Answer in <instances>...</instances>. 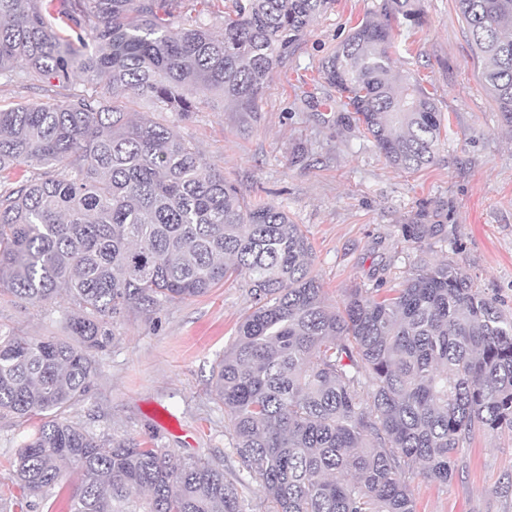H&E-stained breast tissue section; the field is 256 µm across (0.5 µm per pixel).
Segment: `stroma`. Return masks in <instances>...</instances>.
Here are the masks:
<instances>
[{"mask_svg": "<svg viewBox=\"0 0 512 512\" xmlns=\"http://www.w3.org/2000/svg\"><path fill=\"white\" fill-rule=\"evenodd\" d=\"M381 0H335L270 74L253 112L213 95L190 118L156 112L144 97L130 111L157 115L224 172L248 204L270 203L306 230L313 270L328 304L349 288L400 287L419 260L455 261L512 314V127L479 80L482 61L456 0H419L423 22L397 30L395 74L418 78L442 114L445 134L431 165L391 167L356 126L341 117V95L316 82L317 69L349 29L377 13ZM448 227L445 239L404 242L401 227L418 212ZM249 302L239 282L204 297L129 311L112 327V342L87 398L68 407V421L114 440L153 441L177 459L220 465L237 484L247 512H266L256 483H245L230 453L223 404L212 375L233 342ZM69 304L39 307L0 297V325L19 335H67ZM35 420L0 414V505L6 512H67L78 474L67 473L48 499L24 495L10 463L34 432ZM512 432L476 434L459 456L453 479L412 483L417 512H512Z\"/></svg>", "mask_w": 512, "mask_h": 512, "instance_id": "obj_1", "label": "stroma"}]
</instances>
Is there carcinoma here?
Here are the masks:
<instances>
[{
  "instance_id": "carcinoma-1",
  "label": "carcinoma",
  "mask_w": 512,
  "mask_h": 512,
  "mask_svg": "<svg viewBox=\"0 0 512 512\" xmlns=\"http://www.w3.org/2000/svg\"><path fill=\"white\" fill-rule=\"evenodd\" d=\"M232 2L217 35L180 21L184 0H0V79L90 85L0 109V294L73 306L65 339L0 326V413L39 418L12 475L43 498L63 468L80 474L69 512H245L223 469L62 418L88 395L116 318L240 277L250 307L213 392L268 512H416V476L446 484L474 433L512 431V315L448 262L329 305L301 225L246 204L168 126L129 116L131 96L184 117L207 93L253 111L334 0ZM456 2L512 126V0ZM380 15L351 28L319 79L392 166L417 170L434 159L441 113L392 71L393 24L420 16L413 0H382ZM102 78L108 94L94 88ZM424 220L401 225L405 241L448 236Z\"/></svg>"
}]
</instances>
